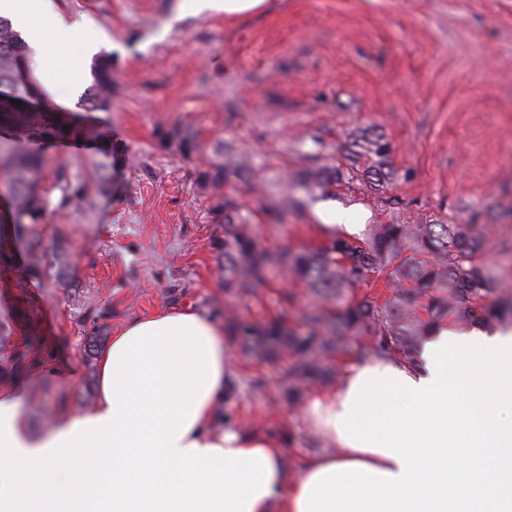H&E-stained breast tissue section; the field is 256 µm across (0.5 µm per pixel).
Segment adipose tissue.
I'll use <instances>...</instances> for the list:
<instances>
[{
	"mask_svg": "<svg viewBox=\"0 0 512 512\" xmlns=\"http://www.w3.org/2000/svg\"><path fill=\"white\" fill-rule=\"evenodd\" d=\"M41 54L50 0H0ZM94 406L33 436L0 389V512H512V332L441 328L419 362L364 360L304 409L336 445L291 478L281 443L217 429L235 374L223 326L158 308L116 329Z\"/></svg>",
	"mask_w": 512,
	"mask_h": 512,
	"instance_id": "adipose-tissue-1",
	"label": "adipose tissue"
}]
</instances>
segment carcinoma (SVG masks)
<instances>
[{"label":"carcinoma","mask_w":512,"mask_h":512,"mask_svg":"<svg viewBox=\"0 0 512 512\" xmlns=\"http://www.w3.org/2000/svg\"><path fill=\"white\" fill-rule=\"evenodd\" d=\"M35 95L43 102L39 112H10L0 108V127L12 130L13 140L0 143V186L9 189L12 211L9 223L15 235L31 236V246L40 240L32 236L34 227L47 216L51 200L40 190L46 167L37 150L23 148L44 141L78 139L86 133L80 116L56 108L47 101V93L36 78L33 50L0 17V103L13 97ZM112 102V58L103 56L92 67V81L80 96L83 110H106ZM357 150L344 156L350 172L380 182L395 177L387 170L389 144L381 138L353 142ZM250 166L241 164L230 170L217 162L204 173L213 188L220 190L230 178ZM336 166H322L294 181L311 198L315 191L341 178ZM60 198L54 206L70 205L84 194L83 184L59 175ZM224 225V287L243 296L255 295L268 287L269 276L283 270L303 283L321 303L303 311L305 331L286 329L279 323L265 326L246 321L234 324L252 353L267 356L276 351L291 352L296 361L288 369V382L295 388L329 374L324 360L329 347L347 353L353 337L366 333L371 340L359 347L356 357L395 359L407 363L417 358V343L445 321L482 325L512 324V296L499 299L504 283L502 268L483 260L487 225L480 223L481 213L472 212L463 224H370L365 238L332 236L316 249L298 253H272L261 247L247 231L246 217L240 207L224 196L217 214ZM395 277L393 299L381 306L370 298L348 300L346 289L373 276ZM427 300V318L417 307ZM105 313L91 311L93 323L85 347L97 351L102 342L99 320ZM13 329L0 321V376L28 371L30 354L36 340L22 347L8 348Z\"/></svg>","instance_id":"carcinoma-1"}]
</instances>
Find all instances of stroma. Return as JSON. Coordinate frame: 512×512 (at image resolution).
Masks as SVG:
<instances>
[{
	"mask_svg": "<svg viewBox=\"0 0 512 512\" xmlns=\"http://www.w3.org/2000/svg\"><path fill=\"white\" fill-rule=\"evenodd\" d=\"M62 28L45 40L51 59L81 64L72 25L94 31L112 57V106L84 113L83 141L43 145L44 187L58 200V175L80 179L79 204L54 209L41 224L40 248L13 235L0 198V319L17 342L37 338L34 366L0 385L23 384L20 408L33 435L55 418L86 408L97 395L99 353L84 349L90 308L110 311L106 331L163 306L198 310L223 322L236 366L220 422L257 428L283 443L296 471L305 455L329 446L311 429L305 402L332 380L290 393V358H256L232 333L226 310L249 322L284 321L299 329L311 293L272 275L258 295L224 288V227L213 211L232 197L250 214V230L274 253L315 248L330 237L321 212L352 223L457 224L480 209L492 230L487 262L512 251V0H266L234 16L197 12L192 0H52ZM193 132L184 154L177 136ZM379 134L389 143L394 183L361 180L317 191L288 207L299 190L283 172L317 168L340 156L350 136ZM112 150L107 184L90 163ZM249 159L253 171L225 191L202 178L211 163ZM286 204L284 221L265 209ZM65 270L56 279L53 262ZM59 364L70 377L44 376Z\"/></svg>",
	"mask_w": 512,
	"mask_h": 512,
	"instance_id": "obj_1",
	"label": "stroma"
}]
</instances>
